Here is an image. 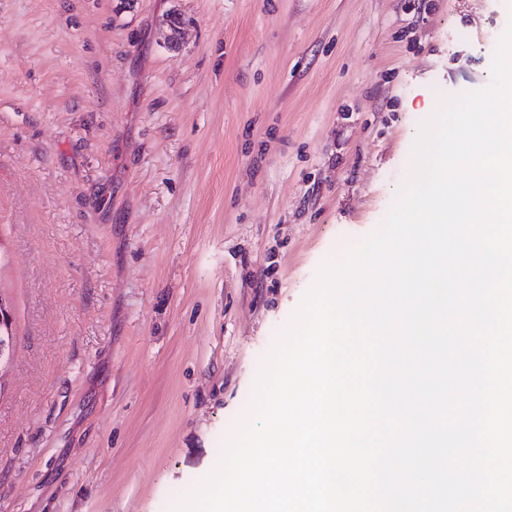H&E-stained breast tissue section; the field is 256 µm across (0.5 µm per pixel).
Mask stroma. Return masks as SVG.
Listing matches in <instances>:
<instances>
[{"label":"stroma","mask_w":512,"mask_h":512,"mask_svg":"<svg viewBox=\"0 0 512 512\" xmlns=\"http://www.w3.org/2000/svg\"><path fill=\"white\" fill-rule=\"evenodd\" d=\"M511 23L512 0H0V512H171Z\"/></svg>","instance_id":"1"}]
</instances>
